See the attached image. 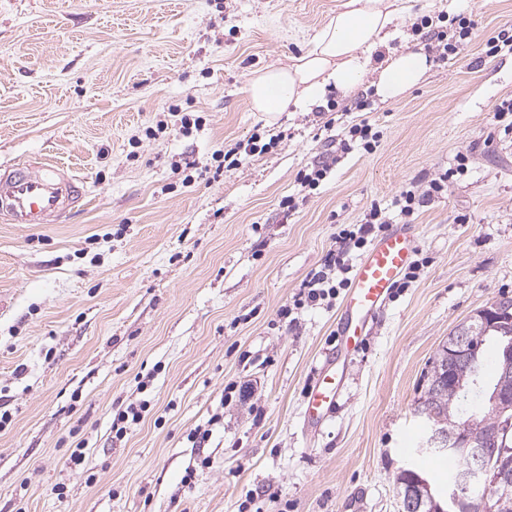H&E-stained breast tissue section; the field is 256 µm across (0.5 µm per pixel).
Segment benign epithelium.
I'll use <instances>...</instances> for the list:
<instances>
[{
	"instance_id": "1",
	"label": "benign epithelium",
	"mask_w": 512,
	"mask_h": 512,
	"mask_svg": "<svg viewBox=\"0 0 512 512\" xmlns=\"http://www.w3.org/2000/svg\"><path fill=\"white\" fill-rule=\"evenodd\" d=\"M472 319L481 322L484 331L495 330L509 337L504 348L501 372L503 376L512 374V317L504 315L500 301L494 300L487 306L479 309ZM471 346L466 331L457 329L456 334L450 336L448 342V367L452 368L462 360L469 357ZM492 404L500 417H512V396H505L499 392L492 397ZM479 422L469 420L457 426L458 432L447 436L437 431L427 442V446L438 452L448 451L457 456L459 467L454 483L448 486V500L457 501L460 494L467 492L475 485L490 480L499 482L512 477V460L504 455L497 454L492 447L496 443V436L486 437L484 444L473 448L471 433ZM405 505L409 512H414L422 504L424 497L430 498V512H447V500H437L430 496L429 483L421 475L415 476L405 491L402 492Z\"/></svg>"
}]
</instances>
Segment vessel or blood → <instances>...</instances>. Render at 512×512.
I'll list each match as a JSON object with an SVG mask.
<instances>
[{"label":"vessel or blood","instance_id":"b4317fda","mask_svg":"<svg viewBox=\"0 0 512 512\" xmlns=\"http://www.w3.org/2000/svg\"><path fill=\"white\" fill-rule=\"evenodd\" d=\"M85 182L45 159L0 171V219L10 224H60L86 200ZM418 234L405 225L378 236L353 269L338 314L336 346L315 368L305 394V427L315 432L332 417L342 393L338 368L364 342V329L409 267Z\"/></svg>","mask_w":512,"mask_h":512}]
</instances>
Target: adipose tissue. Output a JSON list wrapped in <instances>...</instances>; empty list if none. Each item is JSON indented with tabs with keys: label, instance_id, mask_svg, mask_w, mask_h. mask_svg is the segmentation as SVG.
<instances>
[{
	"label": "adipose tissue",
	"instance_id": "ef3b65f1",
	"mask_svg": "<svg viewBox=\"0 0 512 512\" xmlns=\"http://www.w3.org/2000/svg\"><path fill=\"white\" fill-rule=\"evenodd\" d=\"M413 0H338L313 46L291 64L256 73L248 85L254 111L276 119L288 108L308 112L330 89L350 91L368 71L372 51L394 39ZM431 63L421 51L391 55L380 68L376 92L396 100L418 86Z\"/></svg>",
	"mask_w": 512,
	"mask_h": 512
}]
</instances>
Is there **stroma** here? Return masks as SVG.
I'll return each instance as SVG.
<instances>
[{"label": "stroma", "mask_w": 512, "mask_h": 512, "mask_svg": "<svg viewBox=\"0 0 512 512\" xmlns=\"http://www.w3.org/2000/svg\"><path fill=\"white\" fill-rule=\"evenodd\" d=\"M335 8L0 0V168L51 157L89 191L67 223L0 221V410L11 415L0 512H402L401 468L446 479L447 461L419 450L413 409L449 332L512 297V135L494 116L512 100V51L486 54L490 37L512 33V0H414L372 60L433 55L417 87L385 102L369 74L330 92L335 112L267 125L250 78L305 54ZM463 13L478 20L464 39ZM436 30L456 43L448 58L435 56ZM183 113L201 125L182 132ZM364 119L376 150H341ZM256 133L269 148L216 173V152ZM188 162L201 176L185 187ZM323 163L325 180L302 195L298 173ZM451 168L447 190L428 195ZM409 189L425 198L411 222L427 265L374 318L335 415L307 438L304 394L335 345L337 310H300L293 325L279 312L340 225L375 204L401 223L395 200ZM291 194L301 201L286 215ZM230 384L254 393L225 401ZM143 400V421L116 439L115 412ZM206 425L211 437L194 443Z\"/></svg>", "instance_id": "stroma-1"}]
</instances>
